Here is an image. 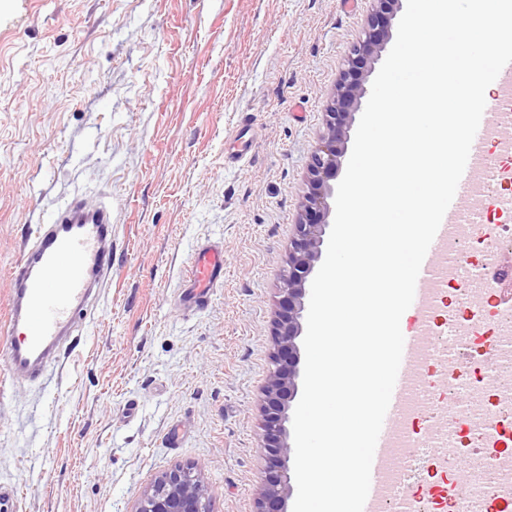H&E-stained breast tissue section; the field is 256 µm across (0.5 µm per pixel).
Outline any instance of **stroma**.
I'll list each match as a JSON object with an SVG mask.
<instances>
[{
  "label": "stroma",
  "mask_w": 512,
  "mask_h": 512,
  "mask_svg": "<svg viewBox=\"0 0 512 512\" xmlns=\"http://www.w3.org/2000/svg\"><path fill=\"white\" fill-rule=\"evenodd\" d=\"M372 7L0 0V316L53 202H112V278L79 342L0 395V487H21V512H130L191 465L206 512H256L280 273ZM205 239L224 246V286L189 310L184 273Z\"/></svg>",
  "instance_id": "stroma-1"
}]
</instances>
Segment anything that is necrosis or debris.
<instances>
[{
  "label": "necrosis or debris",
  "mask_w": 512,
  "mask_h": 512,
  "mask_svg": "<svg viewBox=\"0 0 512 512\" xmlns=\"http://www.w3.org/2000/svg\"><path fill=\"white\" fill-rule=\"evenodd\" d=\"M487 228L482 234L474 232L472 225H462L447 254L448 274L437 290L434 337L424 350L425 372L404 415L405 436L415 437L428 411L440 410L446 404L445 388L453 380L451 368L465 358L464 347L451 344L461 334L477 342L496 338L497 349L484 366L488 399L472 405L468 428L458 436V446L472 447L484 425L504 424L506 409H512V310L494 302L498 288L512 281V271H492L485 266L490 252L512 244V224L491 220ZM401 479L424 483L429 490L428 495L418 497L417 512H463L471 499L463 491L447 493V486L454 482L452 474L438 470L430 448L417 440Z\"/></svg>",
  "instance_id": "1"
}]
</instances>
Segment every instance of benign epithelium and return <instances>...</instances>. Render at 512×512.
I'll return each instance as SVG.
<instances>
[{"mask_svg": "<svg viewBox=\"0 0 512 512\" xmlns=\"http://www.w3.org/2000/svg\"><path fill=\"white\" fill-rule=\"evenodd\" d=\"M364 37L347 57L335 92L326 104V123L307 169L309 189L295 224L282 277L279 310L274 320L272 369L264 389L262 449L267 458L265 489L257 512H288L294 487L287 466L289 410L303 379L299 339L305 312L307 283L325 247L334 187L347 151L353 116L369 99V77L391 41L392 19L400 0H373ZM209 487L201 470L176 468L157 477L135 501L131 512H205Z\"/></svg>", "mask_w": 512, "mask_h": 512, "instance_id": "obj_1", "label": "benign epithelium"}]
</instances>
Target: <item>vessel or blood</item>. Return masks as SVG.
<instances>
[{
	"instance_id": "vessel-or-blood-1",
	"label": "vessel or blood",
	"mask_w": 512,
	"mask_h": 512,
	"mask_svg": "<svg viewBox=\"0 0 512 512\" xmlns=\"http://www.w3.org/2000/svg\"><path fill=\"white\" fill-rule=\"evenodd\" d=\"M501 133L494 109L485 108L456 197L422 263L414 301L406 312L412 323L402 329L401 366L374 453L363 512H415L413 499L403 497L395 504L390 501L392 478L406 459L400 440L401 419L412 385L421 373V354L432 327L445 257L458 228L467 220L461 199L477 195V178L487 172L483 161L486 140ZM111 238V203L104 201L90 208L80 196L62 200L51 220L31 231L10 274L9 308L0 320V334L6 337L7 379L19 373L33 380L44 376L76 321L90 314L96 288L112 272V252L107 246ZM223 282V248L213 242L202 244L185 273L187 303L204 305Z\"/></svg>"
}]
</instances>
